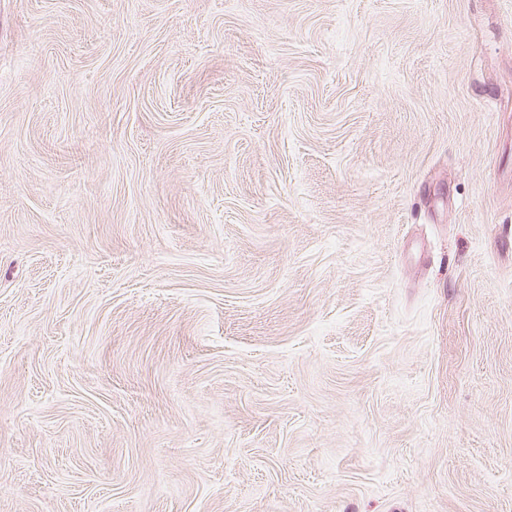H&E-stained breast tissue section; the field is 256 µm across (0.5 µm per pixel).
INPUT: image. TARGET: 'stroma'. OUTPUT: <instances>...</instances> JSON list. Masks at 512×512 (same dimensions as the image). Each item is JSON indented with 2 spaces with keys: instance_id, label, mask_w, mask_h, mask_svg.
Segmentation results:
<instances>
[{
  "instance_id": "stroma-1",
  "label": "stroma",
  "mask_w": 512,
  "mask_h": 512,
  "mask_svg": "<svg viewBox=\"0 0 512 512\" xmlns=\"http://www.w3.org/2000/svg\"><path fill=\"white\" fill-rule=\"evenodd\" d=\"M0 512H512V0H0Z\"/></svg>"
}]
</instances>
